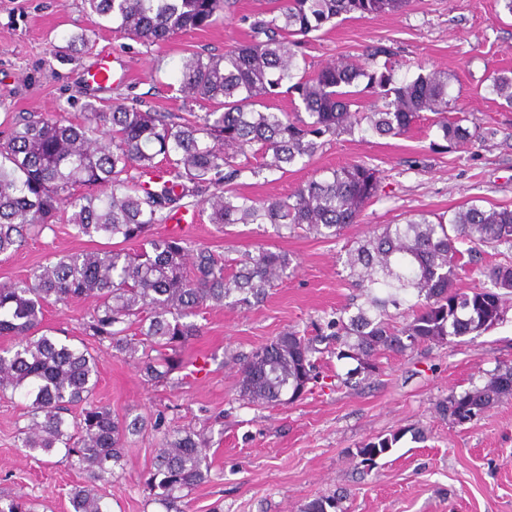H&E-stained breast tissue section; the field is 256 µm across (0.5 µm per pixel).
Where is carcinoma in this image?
<instances>
[{"instance_id": "carcinoma-1", "label": "carcinoma", "mask_w": 512, "mask_h": 512, "mask_svg": "<svg viewBox=\"0 0 512 512\" xmlns=\"http://www.w3.org/2000/svg\"><path fill=\"white\" fill-rule=\"evenodd\" d=\"M408 0H274L265 18L250 24L251 39L222 55L192 52L181 60L179 91L198 106L189 116L154 112L135 103L104 111L84 104V120L64 122L38 113H14L0 138V255L61 220L88 238H120L130 252L105 250L64 254L23 279L0 283V393L27 401V424L18 447L27 452H63L83 482L69 492L70 512H112L103 489L112 484L124 456L128 432L141 429L97 404L98 360L87 345L69 344L44 326L50 305L78 297L96 305L83 326L98 343L118 354L141 353L149 382H166L176 367L161 351L177 353L201 327L193 321L206 308L261 302L290 266L288 255L260 250L228 261L182 236H154L152 229L193 206L212 224H271L336 237L357 222L378 197L377 169L355 162L314 176L286 198L257 201L230 188L241 172L287 173L310 162L325 138L373 132L402 136L434 115L451 146H473L490 132L448 117V73L399 78L392 52L377 47L362 63L338 60L310 72L300 65L303 39L333 20L398 12ZM95 28L72 36L84 44L96 29L114 30L142 44H159L203 29L226 16L233 0H83ZM385 58L379 62L378 58ZM298 94L303 110L276 112L280 89ZM490 92L512 105V72L493 78ZM370 96L367 111L351 110ZM194 198L193 203L186 198ZM512 252V209L472 205L447 218L438 214L404 224H385L366 242L347 250L348 277L365 293L366 305L327 322L328 335L285 332L247 355L236 394L246 405L290 404L302 396L301 382L317 378L319 342L336 344V358L357 361L352 374L379 371L375 355L403 353L427 342L450 344L480 335L507 312L512 295V260L487 269L492 287L462 290L459 271L482 249ZM407 304L401 325L388 307ZM137 325L139 338L128 336ZM512 396V365L502 363L482 385L453 392L438 410L456 424L481 415ZM402 434L358 447L372 463ZM208 442L194 429L163 431L146 489L166 512H181L183 493L210 475ZM336 498L317 496L303 512H328ZM0 512H33L21 497H0Z\"/></svg>"}]
</instances>
